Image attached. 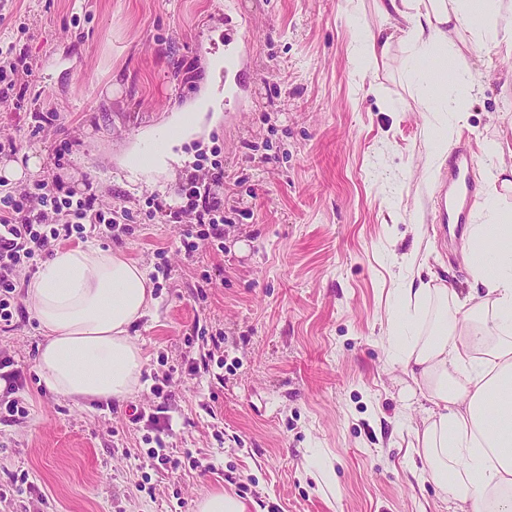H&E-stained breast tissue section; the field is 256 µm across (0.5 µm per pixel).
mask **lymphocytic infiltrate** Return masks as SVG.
<instances>
[{
    "instance_id": "1",
    "label": "lymphocytic infiltrate",
    "mask_w": 512,
    "mask_h": 512,
    "mask_svg": "<svg viewBox=\"0 0 512 512\" xmlns=\"http://www.w3.org/2000/svg\"><path fill=\"white\" fill-rule=\"evenodd\" d=\"M32 68L11 42L0 41V98L6 99L29 84ZM224 184V166L194 170L179 186L180 205L162 213L166 224L179 225L180 249L193 258L200 246L223 242L224 201L216 190ZM113 229L111 210L99 207L95 194L79 195L63 190L58 180L41 179L0 199V330L26 320L20 303L21 271H35L39 260L51 256L54 247L73 235L108 234ZM25 375L14 357L0 354V420L27 418L23 396Z\"/></svg>"
}]
</instances>
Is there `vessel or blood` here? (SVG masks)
Instances as JSON below:
<instances>
[{
	"label": "vessel or blood",
	"mask_w": 512,
	"mask_h": 512,
	"mask_svg": "<svg viewBox=\"0 0 512 512\" xmlns=\"http://www.w3.org/2000/svg\"><path fill=\"white\" fill-rule=\"evenodd\" d=\"M480 163L467 144H460L448 158V180L438 202L440 225L464 228L478 200V187L472 177Z\"/></svg>",
	"instance_id": "obj_1"
}]
</instances>
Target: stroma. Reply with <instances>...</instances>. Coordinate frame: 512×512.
I'll return each instance as SVG.
<instances>
[{"instance_id":"35a3bbf8","label":"stroma","mask_w":512,"mask_h":512,"mask_svg":"<svg viewBox=\"0 0 512 512\" xmlns=\"http://www.w3.org/2000/svg\"><path fill=\"white\" fill-rule=\"evenodd\" d=\"M0 14L13 22L0 35L33 70L24 104L0 99V140L42 155L41 177L79 194L93 185L98 204L127 212L130 232L87 240L158 283L130 329L145 366L122 403L49 392L37 322L0 331V352L25 368L30 411L0 422V485L21 472L32 485L0 498V512H195L223 490L250 512H448L408 473L406 431L421 413L384 333L391 290L413 273L399 255L419 250L437 283L470 288L461 239L436 227L447 168L425 167L428 115L405 47L354 72L346 0H0ZM219 57L236 68L211 72ZM456 59L481 89L449 147L512 145V54L461 37ZM204 98L221 117L183 150L223 163L224 246L189 262L179 227L145 216L147 204L176 203L178 178L129 181L123 159ZM49 111L54 125L37 129L35 113ZM204 358L209 372L191 374ZM155 435L179 470L151 466ZM309 448L335 468L337 499L304 469Z\"/></svg>"}]
</instances>
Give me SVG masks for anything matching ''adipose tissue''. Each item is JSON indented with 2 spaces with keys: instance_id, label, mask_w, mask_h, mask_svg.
Returning a JSON list of instances; mask_svg holds the SVG:
<instances>
[{
  "instance_id": "1",
  "label": "adipose tissue",
  "mask_w": 512,
  "mask_h": 512,
  "mask_svg": "<svg viewBox=\"0 0 512 512\" xmlns=\"http://www.w3.org/2000/svg\"><path fill=\"white\" fill-rule=\"evenodd\" d=\"M385 29L359 28L353 64L365 73L404 43L408 77L431 109L427 167L448 151V126L464 118L475 90L467 67H449L456 36L512 52V0H376ZM434 59L430 69L416 65ZM202 112L174 113L128 157L130 181L171 176L183 146L202 134ZM485 191L462 254L471 291L403 281L395 291L385 337L393 363L412 384L422 410L409 445L422 481L435 485L448 512H512V181L499 165L505 146L486 144ZM144 266L86 244L56 248L26 290L44 342L37 367L46 388L75 402H125L140 386L141 347L130 327L152 301Z\"/></svg>"
}]
</instances>
